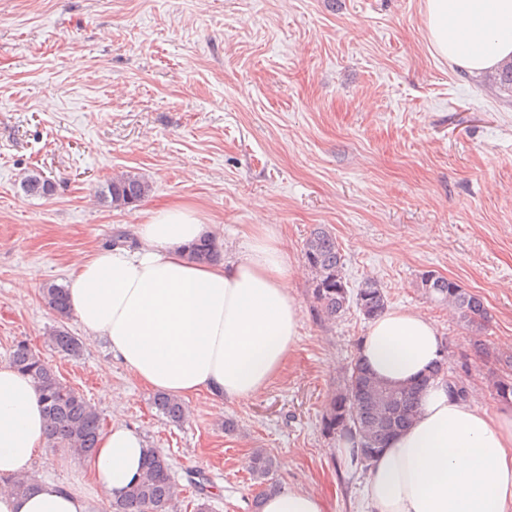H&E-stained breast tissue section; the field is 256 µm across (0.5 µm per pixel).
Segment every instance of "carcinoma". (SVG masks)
<instances>
[{"label":"carcinoma","instance_id":"cac0c4a2","mask_svg":"<svg viewBox=\"0 0 512 512\" xmlns=\"http://www.w3.org/2000/svg\"><path fill=\"white\" fill-rule=\"evenodd\" d=\"M490 86L512 92V63L486 78ZM23 187L33 196L45 197L53 192L52 182L39 173L28 175ZM151 191L144 178L130 172L113 177L99 194L114 207L142 201ZM189 257L197 262H214L220 254L216 241L204 238L189 249ZM304 259L312 274V294L321 312L329 320L341 317L354 305L367 320H374L387 308V299L380 283L366 278L357 288L348 287L344 273L345 262L336 237L326 228L313 229L304 244ZM420 288L430 298L452 308L466 326L482 332L489 322L482 299L446 277L431 271L422 274ZM42 297L56 316V325L47 336L57 352L72 359L82 355L81 341L65 328L72 316L65 286L47 282ZM10 364L35 383L52 443L81 458L96 448L101 429V417L85 395L61 382L52 366L27 343L20 341L9 355ZM509 371L495 383V396L502 402H512V357L503 360ZM424 387L415 383L404 387L389 386L371 374L360 360L348 370L344 386L333 394L322 415L326 435L357 444V458L367 467L381 452L391 437L404 429L413 419L419 396ZM159 414L173 423L185 417L182 402L165 394L153 397ZM273 458L261 450L252 453L249 470L261 486L254 502V512H260L262 496L277 489L270 481ZM197 502L194 512H210L205 478L194 482ZM183 488L171 475L167 458L157 449H147L142 474L124 497L112 503L113 512H175Z\"/></svg>","mask_w":512,"mask_h":512}]
</instances>
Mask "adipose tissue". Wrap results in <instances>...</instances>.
Here are the masks:
<instances>
[{"label": "adipose tissue", "mask_w": 512, "mask_h": 512, "mask_svg": "<svg viewBox=\"0 0 512 512\" xmlns=\"http://www.w3.org/2000/svg\"><path fill=\"white\" fill-rule=\"evenodd\" d=\"M429 41L475 76L512 62V0H425ZM214 234L200 210L170 203L137 225L134 247H99L68 274L73 315L144 386L181 399L221 400L261 392L281 369L300 327L291 272L272 225H253L244 248L224 262L188 256ZM444 342L413 309L385 311L370 324L358 357L392 386L423 383L416 416L370 466L369 512H512V408L488 412L482 392L451 393L432 371ZM51 445L33 381L0 363V512H101L139 477L142 434L120 420L101 432L94 452L65 482L36 477ZM29 476L32 488L10 480ZM262 512H324L320 498L285 485Z\"/></svg>", "instance_id": "adipose-tissue-1"}]
</instances>
